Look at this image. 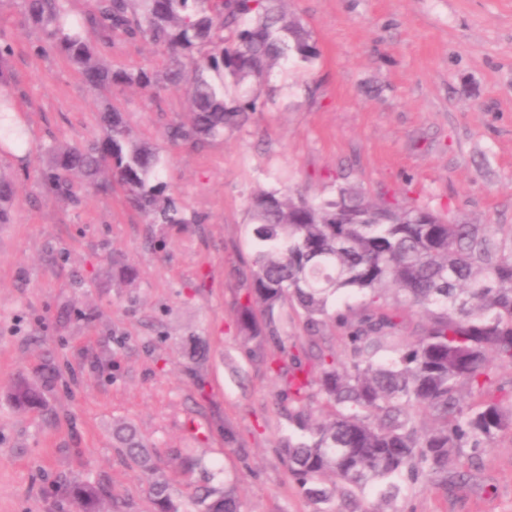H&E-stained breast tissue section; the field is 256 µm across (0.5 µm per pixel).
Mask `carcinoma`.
<instances>
[{
	"instance_id": "1",
	"label": "carcinoma",
	"mask_w": 512,
	"mask_h": 512,
	"mask_svg": "<svg viewBox=\"0 0 512 512\" xmlns=\"http://www.w3.org/2000/svg\"><path fill=\"white\" fill-rule=\"evenodd\" d=\"M285 0H89L81 19H70V0H23L30 23L98 92L138 86L159 92L182 86L191 106L189 123H173L165 138L200 145L242 126L257 100L226 97L224 79L239 86L261 82L292 58L318 56L302 23ZM135 39L166 50V70L114 68L97 45ZM13 47L0 28V87L8 85ZM101 134L48 150L41 175L66 195L72 177L107 192L116 183L149 224H188L184 207L163 179V160L131 138L111 99L100 108ZM24 130L0 122V141L24 143ZM110 170L108 180L101 179ZM15 195L0 174V224L9 223ZM254 248L250 288L236 318L244 342L272 343L268 369L282 382L289 434L281 448L289 476L315 505L331 501L325 476L353 496L386 486L384 502L397 498L391 483L403 475L448 484V467L464 449L492 445L512 429V386L494 372L512 366V229L502 224H461L426 206L374 202L353 187L320 201L263 192L251 204ZM365 297L358 312H335L341 294ZM302 319L306 348L291 351L282 333L285 306ZM400 307L419 311L426 324L412 340L375 360L379 338L407 329ZM342 329L348 354L321 343L322 328ZM11 398L19 409L41 403L38 386L21 380ZM113 439L125 458L154 470L137 429L122 422ZM158 512H181L161 477L152 485ZM109 491L75 482L78 512H100ZM198 512H242L234 487L198 498Z\"/></svg>"
}]
</instances>
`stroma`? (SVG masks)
I'll use <instances>...</instances> for the list:
<instances>
[{
    "label": "stroma",
    "mask_w": 512,
    "mask_h": 512,
    "mask_svg": "<svg viewBox=\"0 0 512 512\" xmlns=\"http://www.w3.org/2000/svg\"><path fill=\"white\" fill-rule=\"evenodd\" d=\"M316 59L235 89L257 98L240 128L203 146L164 136L188 121L182 89L112 95L132 136L156 148L185 224H149L121 187L44 184L48 145L97 132L102 97L27 20L0 5L7 90L27 149L0 151L18 194L0 224V512H74L72 481L108 486L102 512H157L152 476L112 440L133 422L182 512L232 484L244 512H315L290 479L288 423L272 346L244 347L236 307L250 286V202L262 190L311 200L350 184L370 199L429 207L451 222L512 225V0H288ZM114 67L162 70L141 41L103 46ZM136 269L134 280L124 268ZM45 384L20 411L14 382ZM232 428L235 442L224 440ZM199 460L186 471L185 456ZM447 487L402 482L394 512H512V431Z\"/></svg>",
    "instance_id": "1"
}]
</instances>
